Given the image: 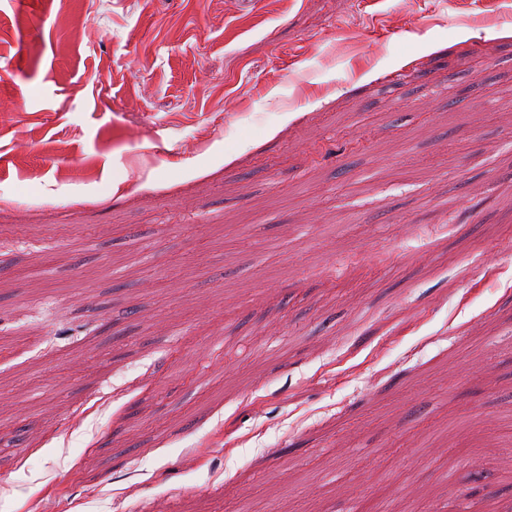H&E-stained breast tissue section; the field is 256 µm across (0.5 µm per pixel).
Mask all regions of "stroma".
Returning a JSON list of instances; mask_svg holds the SVG:
<instances>
[{"label":"stroma","instance_id":"obj_1","mask_svg":"<svg viewBox=\"0 0 512 512\" xmlns=\"http://www.w3.org/2000/svg\"><path fill=\"white\" fill-rule=\"evenodd\" d=\"M509 33L0 0V512H512Z\"/></svg>","mask_w":512,"mask_h":512}]
</instances>
